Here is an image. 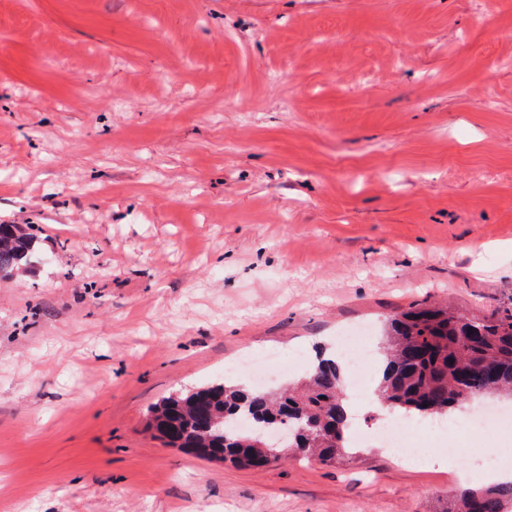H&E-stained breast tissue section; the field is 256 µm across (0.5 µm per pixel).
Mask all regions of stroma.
Masks as SVG:
<instances>
[{"label":"stroma","instance_id":"35a3bbf8","mask_svg":"<svg viewBox=\"0 0 512 512\" xmlns=\"http://www.w3.org/2000/svg\"><path fill=\"white\" fill-rule=\"evenodd\" d=\"M0 512H439L468 458L262 469L163 396L512 301V0H0ZM37 235L33 224H0V273L16 276L32 271L38 261Z\"/></svg>","mask_w":512,"mask_h":512}]
</instances>
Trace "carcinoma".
I'll list each match as a JSON object with an SVG mask.
<instances>
[{
	"label": "carcinoma",
	"instance_id": "1",
	"mask_svg": "<svg viewBox=\"0 0 512 512\" xmlns=\"http://www.w3.org/2000/svg\"><path fill=\"white\" fill-rule=\"evenodd\" d=\"M32 224H0V273L14 277L38 261ZM512 398V302L476 317L425 301L394 316L377 397L403 417L445 416L476 397ZM245 419L247 431L236 427ZM149 426L185 438L209 460L261 466L291 454L333 463L348 454L350 408L336 361L321 358L278 396L215 382L162 399ZM442 512H512V481L461 488Z\"/></svg>",
	"mask_w": 512,
	"mask_h": 512
}]
</instances>
